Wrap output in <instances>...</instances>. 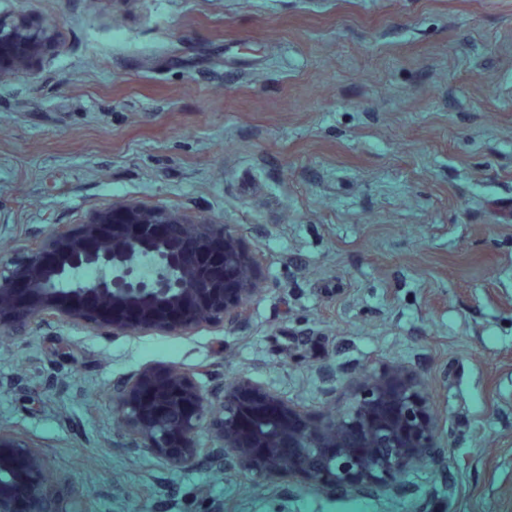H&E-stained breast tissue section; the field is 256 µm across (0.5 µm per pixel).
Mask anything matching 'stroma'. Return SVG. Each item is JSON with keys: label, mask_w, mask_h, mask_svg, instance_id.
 Instances as JSON below:
<instances>
[{"label": "stroma", "mask_w": 512, "mask_h": 512, "mask_svg": "<svg viewBox=\"0 0 512 512\" xmlns=\"http://www.w3.org/2000/svg\"><path fill=\"white\" fill-rule=\"evenodd\" d=\"M55 21L0 81V251L140 203L262 254L239 325L49 324L0 343V425L88 512H512V0H0ZM245 375L314 413L363 373L422 383L442 453L328 499L169 469L109 398L144 367Z\"/></svg>", "instance_id": "stroma-1"}]
</instances>
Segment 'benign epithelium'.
<instances>
[{"label":"benign epithelium","mask_w":512,"mask_h":512,"mask_svg":"<svg viewBox=\"0 0 512 512\" xmlns=\"http://www.w3.org/2000/svg\"><path fill=\"white\" fill-rule=\"evenodd\" d=\"M58 37L52 24L0 15V80L34 71ZM146 256L159 266L148 281L136 276ZM260 264L226 225L114 205L75 230H55L35 247L0 258V334L26 336L49 319L114 335L150 329L188 335L233 325L249 314ZM87 267L99 275L74 278ZM143 309L162 316L131 318ZM112 409L123 446L149 451L171 469L189 470L206 459L220 472L311 487L329 498L392 491L402 473L439 453L422 385L389 375H364L348 408L314 415L248 377L207 394L194 373L162 364L113 382ZM203 428L210 432L207 448L197 442ZM0 512H85L61 506L43 452L2 426Z\"/></svg>","instance_id":"7a95c632"}]
</instances>
